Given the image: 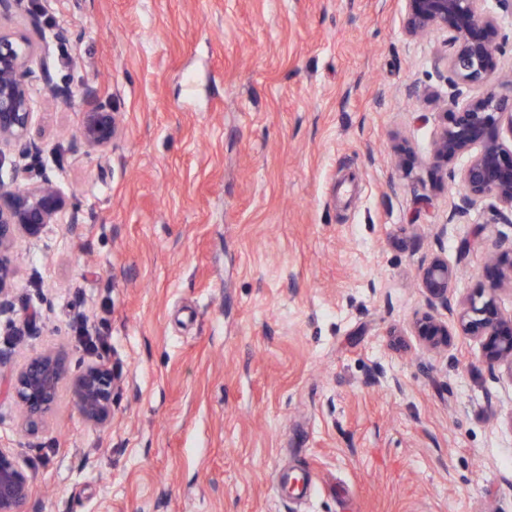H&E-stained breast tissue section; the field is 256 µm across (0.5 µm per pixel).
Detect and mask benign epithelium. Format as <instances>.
Here are the masks:
<instances>
[{
	"label": "benign epithelium",
	"mask_w": 512,
	"mask_h": 512,
	"mask_svg": "<svg viewBox=\"0 0 512 512\" xmlns=\"http://www.w3.org/2000/svg\"><path fill=\"white\" fill-rule=\"evenodd\" d=\"M403 28L419 37L446 34V69L451 74L448 91L426 95L436 126L428 153L417 156L409 146L399 148L396 172L414 178L417 168L431 175L430 192L418 193L415 208L431 201V193L458 182L459 196L450 203L448 223L469 224L488 212L490 223L512 229V75L499 71L502 50L501 13L512 15V0H403ZM35 43L21 32L0 29V166L3 146L26 154L40 151L30 137L33 75L28 63ZM41 80L56 96L69 98L66 85L53 83L49 65ZM484 88L479 96L470 95ZM88 107L79 129L82 144L91 151H105L116 132L112 106L94 92L86 95ZM73 209L70 198L48 174L20 187L0 177V314L11 307L14 246L18 238L39 240L47 227ZM469 252L465 241L458 248V263L440 253L423 262L419 284L431 311L416 318L411 332L420 348L437 354L448 349L451 336L480 342L490 368H504L512 375V311L500 306V296L512 293V234L500 231L485 263L486 283L464 296L456 295L459 267ZM442 309L447 318L435 314ZM71 383L82 419L99 428L112 420L115 377L104 363L88 365L70 374L64 357L52 350L37 353L10 376L0 379L3 394L19 412L21 429L41 433L54 410L60 388ZM33 477L13 449L0 444V512H25Z\"/></svg>",
	"instance_id": "1"
}]
</instances>
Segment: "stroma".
<instances>
[{
    "mask_svg": "<svg viewBox=\"0 0 512 512\" xmlns=\"http://www.w3.org/2000/svg\"><path fill=\"white\" fill-rule=\"evenodd\" d=\"M42 28L72 99L35 83L41 150L0 174L48 173L78 215L16 243L0 375L92 363L83 319L119 387L102 429L62 387L36 437L0 396L26 512H512V377L410 334L420 265L469 240L470 292L497 233L449 223L454 183L415 212L426 170L395 173L429 149L443 34L406 36L401 0H47ZM88 88L119 120L102 154ZM77 333L81 336H76L80 346L91 354H97V357L103 359L110 349L106 336H87L89 335L88 326L85 322H80Z\"/></svg>",
    "mask_w": 512,
    "mask_h": 512,
    "instance_id": "stroma-1",
    "label": "stroma"
}]
</instances>
